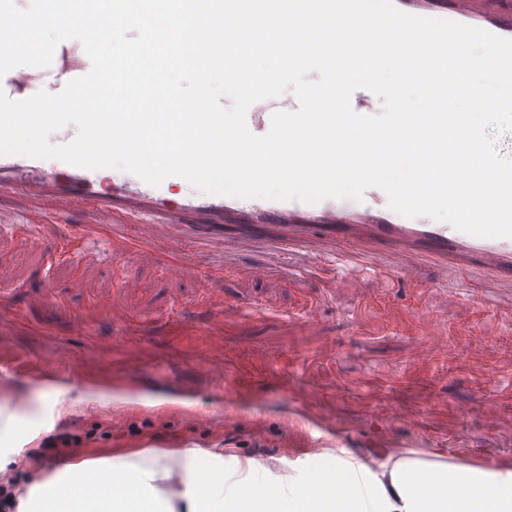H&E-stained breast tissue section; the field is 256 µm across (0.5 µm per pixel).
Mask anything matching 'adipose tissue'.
I'll use <instances>...</instances> for the list:
<instances>
[{
	"instance_id": "obj_1",
	"label": "adipose tissue",
	"mask_w": 512,
	"mask_h": 512,
	"mask_svg": "<svg viewBox=\"0 0 512 512\" xmlns=\"http://www.w3.org/2000/svg\"><path fill=\"white\" fill-rule=\"evenodd\" d=\"M183 457L177 468L151 471L134 483L123 461H84L30 486L27 512H85L94 504L89 480L100 475L129 484L118 512H175L158 486L171 478L182 485L188 512H512L511 474L417 456L390 458L374 468L340 459L279 493L249 481L225 483L211 496L196 482L201 453L188 449Z\"/></svg>"
}]
</instances>
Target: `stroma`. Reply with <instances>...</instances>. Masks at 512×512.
<instances>
[{"label": "stroma", "instance_id": "35a3bbf8", "mask_svg": "<svg viewBox=\"0 0 512 512\" xmlns=\"http://www.w3.org/2000/svg\"><path fill=\"white\" fill-rule=\"evenodd\" d=\"M205 221L113 226L89 205L0 195V460L17 490L103 457L138 473L148 449L160 467L212 453L217 480L260 471L270 486L326 449L512 471V283L424 262L344 288L328 243L287 253L256 238L228 256ZM175 229L176 274L155 247Z\"/></svg>", "mask_w": 512, "mask_h": 512}]
</instances>
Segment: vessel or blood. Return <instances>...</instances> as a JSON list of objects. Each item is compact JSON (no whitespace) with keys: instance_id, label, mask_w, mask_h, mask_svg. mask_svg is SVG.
I'll list each match as a JSON object with an SVG mask.
<instances>
[{"instance_id":"b4317fda","label":"vessel or blood","mask_w":512,"mask_h":512,"mask_svg":"<svg viewBox=\"0 0 512 512\" xmlns=\"http://www.w3.org/2000/svg\"><path fill=\"white\" fill-rule=\"evenodd\" d=\"M394 4L411 15L450 20L512 39V0H394ZM90 69L82 44L65 40L56 46L49 66H19L1 76L0 91L12 100L41 90L56 94ZM298 107L294 97L251 105L247 127L254 135H266L274 112H292ZM169 186L166 180L153 186L113 168L90 170L59 159L0 155L1 195L26 192L45 202L64 198L76 204L91 203L108 224L157 214L163 223L179 225L189 215L206 214L214 221L203 225V233L222 238L228 253L268 230L275 232L285 249L330 240L349 288L356 285L351 276L355 265L369 257L392 262L407 277L420 263L431 261L443 273L452 266L465 270L477 265L512 281V237H477L446 221L405 217L389 208L385 191L376 186L367 188L358 201L328 198L316 203L208 195L190 186L180 201L172 203L167 198Z\"/></svg>"}]
</instances>
